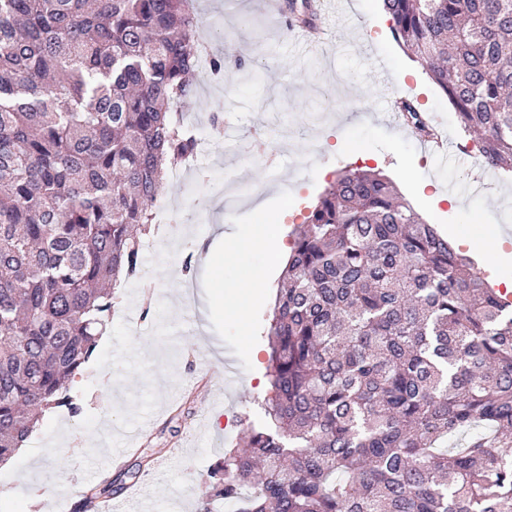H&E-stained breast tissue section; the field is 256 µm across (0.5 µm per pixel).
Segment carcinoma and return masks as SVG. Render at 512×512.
Masks as SVG:
<instances>
[{
	"instance_id": "1",
	"label": "carcinoma",
	"mask_w": 512,
	"mask_h": 512,
	"mask_svg": "<svg viewBox=\"0 0 512 512\" xmlns=\"http://www.w3.org/2000/svg\"><path fill=\"white\" fill-rule=\"evenodd\" d=\"M488 167L512 168V0H382ZM188 0H0V463L112 316L167 173L197 140ZM268 397L214 496L236 512H512V308L380 172L290 233ZM141 467L73 504L120 493Z\"/></svg>"
}]
</instances>
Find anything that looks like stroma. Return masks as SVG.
<instances>
[{"mask_svg": "<svg viewBox=\"0 0 512 512\" xmlns=\"http://www.w3.org/2000/svg\"><path fill=\"white\" fill-rule=\"evenodd\" d=\"M211 31L208 52L254 60L251 72H226L223 85L197 80L179 104L207 144L181 179H167L158 204L175 224L156 225L144 238L141 272L115 293L107 341L74 383L79 414H44L26 450L0 464V512H71L68 491L90 489L118 465H134L145 448H164L172 463L141 477L138 491L151 512H197L215 482L225 450L243 424L257 420L267 394L266 328L281 272L273 250L244 252L224 265V294L235 296L249 270L271 269L264 300L239 324L229 310L208 308L199 241L222 231L244 240L254 209L278 222L277 243L302 223L341 171L382 172L399 194L451 242L489 227L499 231V259L488 272L493 287L512 281V173L486 167L467 152L440 166L404 122H388L380 91L408 96L432 115L449 144L473 146L447 97L393 39L379 0H350L347 12L325 20L326 40L313 52L267 15L261 0H197ZM382 72H375V62ZM224 116L211 135L209 116ZM191 263L184 271L183 263ZM232 356L234 370L216 390L210 368ZM52 495L37 502L41 488Z\"/></svg>", "mask_w": 512, "mask_h": 512, "instance_id": "stroma-1", "label": "stroma"}]
</instances>
